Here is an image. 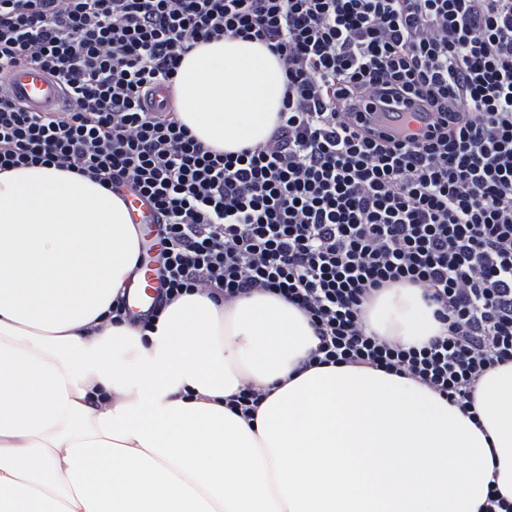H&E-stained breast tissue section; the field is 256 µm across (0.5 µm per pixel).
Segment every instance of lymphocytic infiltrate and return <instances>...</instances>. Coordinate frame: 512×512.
<instances>
[{"label":"lymphocytic infiltrate","mask_w":512,"mask_h":512,"mask_svg":"<svg viewBox=\"0 0 512 512\" xmlns=\"http://www.w3.org/2000/svg\"><path fill=\"white\" fill-rule=\"evenodd\" d=\"M227 36L286 78L270 137L237 152L200 143L174 99L185 54ZM22 62L68 103L0 97V172L51 164L152 202L162 291L142 329L186 294H272L312 327L304 368L381 369L466 413L512 363V0H0V75ZM379 103L426 123L379 131ZM397 286L433 308L422 345L366 324Z\"/></svg>","instance_id":"1"}]
</instances>
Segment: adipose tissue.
<instances>
[{"label": "adipose tissue", "mask_w": 512, "mask_h": 512, "mask_svg": "<svg viewBox=\"0 0 512 512\" xmlns=\"http://www.w3.org/2000/svg\"><path fill=\"white\" fill-rule=\"evenodd\" d=\"M283 64L256 40L197 45L180 118L237 151L277 124ZM139 256L120 198L52 165L0 172V512H477L512 500V363L475 417L378 369L299 366L302 311L269 294L175 301L141 330L113 323ZM417 288L372 329L406 346L438 328ZM266 390L253 420L226 407Z\"/></svg>", "instance_id": "obj_1"}]
</instances>
